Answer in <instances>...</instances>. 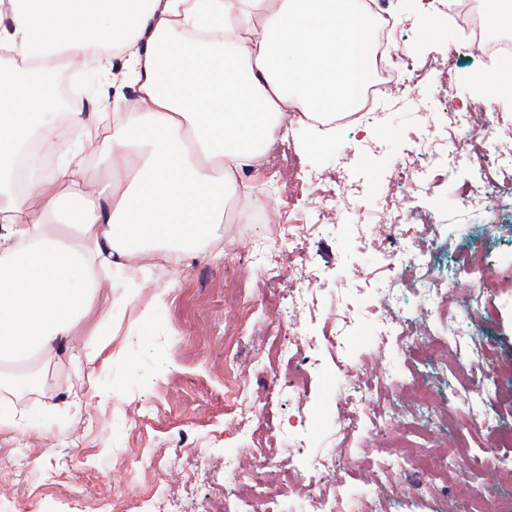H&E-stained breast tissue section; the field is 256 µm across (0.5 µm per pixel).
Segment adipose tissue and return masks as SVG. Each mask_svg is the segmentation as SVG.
<instances>
[{"label": "adipose tissue", "mask_w": 512, "mask_h": 512, "mask_svg": "<svg viewBox=\"0 0 512 512\" xmlns=\"http://www.w3.org/2000/svg\"><path fill=\"white\" fill-rule=\"evenodd\" d=\"M0 22V359L76 353L90 336L102 368L124 348L112 314L88 317L103 285L138 295L155 257L207 241L226 189L258 161L299 106L322 121L371 78L361 0H6ZM138 91L136 111L102 96L76 148L53 133L46 76L112 58ZM58 163L15 183L30 140ZM104 156L106 205L92 202L87 159Z\"/></svg>", "instance_id": "adipose-tissue-1"}]
</instances>
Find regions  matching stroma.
Returning <instances> with one entry per match:
<instances>
[{
  "label": "stroma",
  "mask_w": 512,
  "mask_h": 512,
  "mask_svg": "<svg viewBox=\"0 0 512 512\" xmlns=\"http://www.w3.org/2000/svg\"><path fill=\"white\" fill-rule=\"evenodd\" d=\"M386 6L403 20L397 44L425 66L424 78H402L377 110L362 123L336 128L321 149L308 148L310 127L289 129L283 144L270 150L281 171L237 176L239 195L263 207L284 206L308 223L332 174L352 185L350 205L309 223L296 245L270 239L260 224L242 239L235 224L224 222L216 244L189 252L167 280L153 278L139 302L113 286L112 326L125 354L107 370L93 358L76 366L59 354L38 358V386L19 397L20 424L0 434V472L7 476L0 483V512L16 500L27 512H76L78 503L98 498L115 500L117 512H125L110 474L133 453L194 472L183 512H224L225 499L251 500L250 486L224 480L225 458L245 450L249 440L236 422L243 401L267 409L283 431L276 457L291 454L298 463L273 488L275 512H300L298 489L335 442L342 416L337 387L347 365L393 376L419 369L434 387V410L443 422L469 407L495 411L500 425L512 428V385L488 393L478 383H459L456 355L448 350L459 345L460 356L477 371L490 359L512 367V198L463 205L459 186L473 172L462 155L448 153L449 136L460 130L436 91L449 89L459 108L473 112L478 131L505 154H512V132L498 125H512V100L489 101L474 83V74L494 65L478 51L458 52L448 0H386ZM422 14L433 20L437 35L423 36L416 22ZM422 140L429 144L430 172L452 167L454 179L436 182L429 173L413 187L396 181L398 166L416 162L414 148ZM489 207L496 213L491 228L484 223ZM386 208L414 210L432 222L402 225L396 241L367 232ZM424 236L431 239L432 275L416 272L395 282L388 253ZM479 244L490 277L466 279L464 288L446 296L458 277L453 257ZM304 265L317 272L313 290L277 310L276 300L303 287ZM394 286L414 330L435 338L445 364L418 367L379 344L382 299ZM427 295L449 317L425 314L421 300ZM259 319L317 339L330 330L341 346L333 352L317 344L287 359H268V339L254 331ZM75 390L84 395L77 410L64 404ZM467 492L435 484L380 490L395 499L393 512H458Z\"/></svg>",
  "instance_id": "stroma-1"
}]
</instances>
